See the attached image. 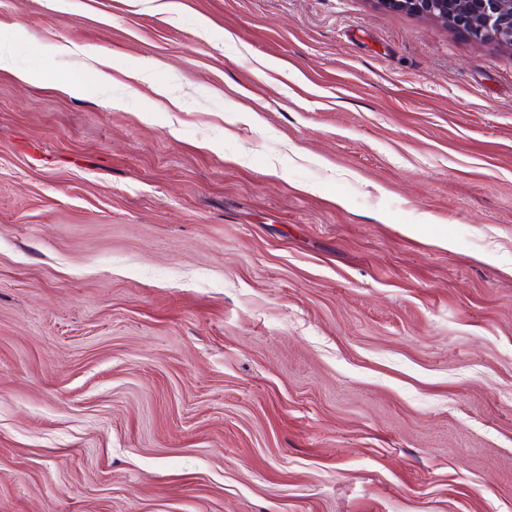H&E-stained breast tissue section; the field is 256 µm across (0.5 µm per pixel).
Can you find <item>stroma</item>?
Wrapping results in <instances>:
<instances>
[{
    "instance_id": "stroma-1",
    "label": "stroma",
    "mask_w": 512,
    "mask_h": 512,
    "mask_svg": "<svg viewBox=\"0 0 512 512\" xmlns=\"http://www.w3.org/2000/svg\"><path fill=\"white\" fill-rule=\"evenodd\" d=\"M0 512H512V48L0 0Z\"/></svg>"
}]
</instances>
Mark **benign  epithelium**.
<instances>
[{
	"mask_svg": "<svg viewBox=\"0 0 512 512\" xmlns=\"http://www.w3.org/2000/svg\"><path fill=\"white\" fill-rule=\"evenodd\" d=\"M463 32L478 43L512 47V0H374Z\"/></svg>",
	"mask_w": 512,
	"mask_h": 512,
	"instance_id": "1",
	"label": "benign epithelium"
}]
</instances>
